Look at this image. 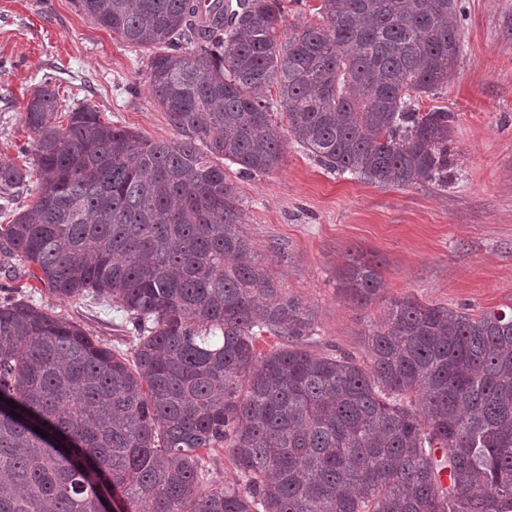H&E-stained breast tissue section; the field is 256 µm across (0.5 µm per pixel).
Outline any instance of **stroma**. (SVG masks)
<instances>
[{"mask_svg": "<svg viewBox=\"0 0 512 512\" xmlns=\"http://www.w3.org/2000/svg\"><path fill=\"white\" fill-rule=\"evenodd\" d=\"M452 21L461 55L421 111L453 112V168L445 187L378 186L325 169L295 142L272 172L241 176L243 229L283 293L315 313L317 353H364L361 332L387 301L407 295L472 316L512 306V0H458ZM150 50L131 45L78 12L73 0H0V162L23 164V113L44 74L63 109L87 106L149 139L179 133L146 83ZM375 259L383 290L361 308L340 292L350 253ZM0 273L9 295L79 324L106 347L131 353L133 326L89 298L61 299L26 274Z\"/></svg>", "mask_w": 512, "mask_h": 512, "instance_id": "obj_1", "label": "stroma"}]
</instances>
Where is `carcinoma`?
<instances>
[{
    "mask_svg": "<svg viewBox=\"0 0 512 512\" xmlns=\"http://www.w3.org/2000/svg\"><path fill=\"white\" fill-rule=\"evenodd\" d=\"M73 2L154 49L146 78L180 138L64 113L50 77L27 102L37 184L0 164V200L34 196L0 255L113 304L134 360L0 302V512H97L104 489L125 512H512V312L406 296L370 322L364 360L314 352L312 310L261 265L219 164L269 173L290 136L333 172L447 186L454 116L418 102L460 56L457 0H318L282 43L283 0ZM381 287L361 256L341 272L361 307ZM260 336L283 345L260 356ZM216 446L232 485L204 482Z\"/></svg>",
    "mask_w": 512,
    "mask_h": 512,
    "instance_id": "1",
    "label": "carcinoma"
}]
</instances>
